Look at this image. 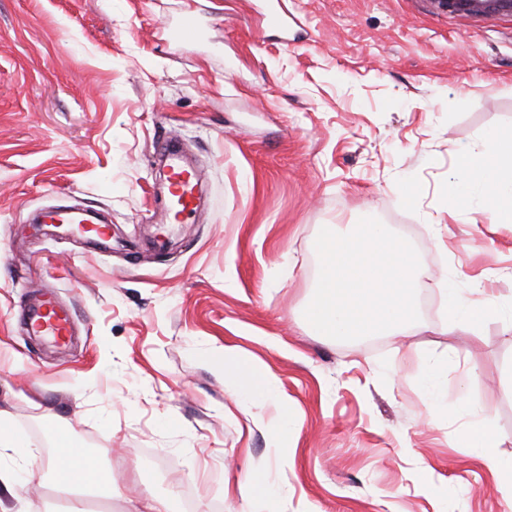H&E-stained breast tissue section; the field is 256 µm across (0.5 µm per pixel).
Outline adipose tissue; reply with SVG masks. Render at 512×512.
<instances>
[{"instance_id":"obj_1","label":"adipose tissue","mask_w":512,"mask_h":512,"mask_svg":"<svg viewBox=\"0 0 512 512\" xmlns=\"http://www.w3.org/2000/svg\"><path fill=\"white\" fill-rule=\"evenodd\" d=\"M453 196V212L457 215H481L493 224L512 225V132L492 136L477 152L464 154L455 171L448 176ZM446 326L451 331H473L487 321L504 323L512 331V308L492 299H470L448 294L444 302ZM210 362L222 367L234 387L243 390L251 401H269L275 389L274 380L258 364L245 359L229 347L214 350ZM465 439L472 448L481 449V461L497 483L512 485V461L505 462L491 455L496 438L486 421L473 416ZM0 447L9 449L13 463L0 464V488L12 496H21L24 486L17 471L30 464L31 444L20 431L0 425ZM57 455L48 467L53 488L62 495L77 489L96 493L103 499L112 497V479L95 456L76 444L66 430L56 435Z\"/></svg>"}]
</instances>
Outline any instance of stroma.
<instances>
[{"instance_id": "obj_1", "label": "stroma", "mask_w": 512, "mask_h": 512, "mask_svg": "<svg viewBox=\"0 0 512 512\" xmlns=\"http://www.w3.org/2000/svg\"><path fill=\"white\" fill-rule=\"evenodd\" d=\"M0 0V410L39 459L0 512H59L54 434L194 512H512L462 433L486 417L512 459V334H448L442 289L512 302V226L448 215L463 152L512 131V15L432 0ZM195 13L202 34L170 41ZM203 173L206 205L168 225L161 146ZM415 192L403 203V190ZM107 215V247L35 231L44 208ZM372 216L432 271L405 335L307 329L329 224ZM53 291L73 342L29 335ZM235 347L288 405L253 406L206 359ZM479 377L465 382L468 365ZM261 472L267 501L240 483Z\"/></svg>"}]
</instances>
